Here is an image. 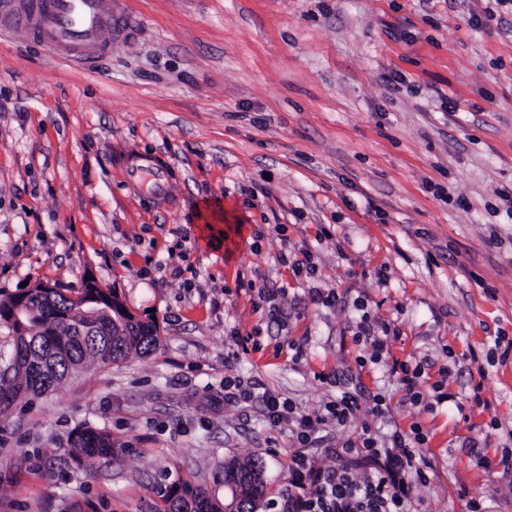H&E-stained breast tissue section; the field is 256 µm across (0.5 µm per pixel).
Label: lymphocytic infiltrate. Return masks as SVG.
Returning a JSON list of instances; mask_svg holds the SVG:
<instances>
[{"label":"lymphocytic infiltrate","mask_w":512,"mask_h":512,"mask_svg":"<svg viewBox=\"0 0 512 512\" xmlns=\"http://www.w3.org/2000/svg\"><path fill=\"white\" fill-rule=\"evenodd\" d=\"M265 406L271 423L287 428L300 445L288 461L283 512H411L413 489L427 481L430 469L416 451L421 436L397 429L381 440L366 427L358 443L336 449L343 465L320 469L304 448L314 442L323 416H295L292 407L275 395L266 396ZM356 455L373 462L365 476L356 475L348 464Z\"/></svg>","instance_id":"obj_1"}]
</instances>
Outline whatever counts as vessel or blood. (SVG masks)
I'll return each mask as SVG.
<instances>
[{
	"label": "vessel or blood",
	"instance_id": "b4317fda",
	"mask_svg": "<svg viewBox=\"0 0 512 512\" xmlns=\"http://www.w3.org/2000/svg\"><path fill=\"white\" fill-rule=\"evenodd\" d=\"M25 27L57 55L89 64L107 54L103 28L123 33L130 17L114 0H6L0 5V28Z\"/></svg>",
	"mask_w": 512,
	"mask_h": 512
}]
</instances>
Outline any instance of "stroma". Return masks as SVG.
Here are the masks:
<instances>
[{
    "label": "stroma",
    "mask_w": 512,
    "mask_h": 512,
    "mask_svg": "<svg viewBox=\"0 0 512 512\" xmlns=\"http://www.w3.org/2000/svg\"><path fill=\"white\" fill-rule=\"evenodd\" d=\"M120 2L132 29L90 66L0 32V299L90 278L160 345L13 410L0 512H151L230 459L262 462L258 512H276L294 442L263 393L319 413L344 386L384 397L378 435H425L414 512H465L463 488L512 512V13ZM156 162L160 194L128 177ZM209 200L223 224L199 218ZM395 360L423 367L422 402ZM228 376L251 400L225 397ZM86 426L119 446L90 468L68 454Z\"/></svg>",
    "instance_id": "35a3bbf8"
}]
</instances>
